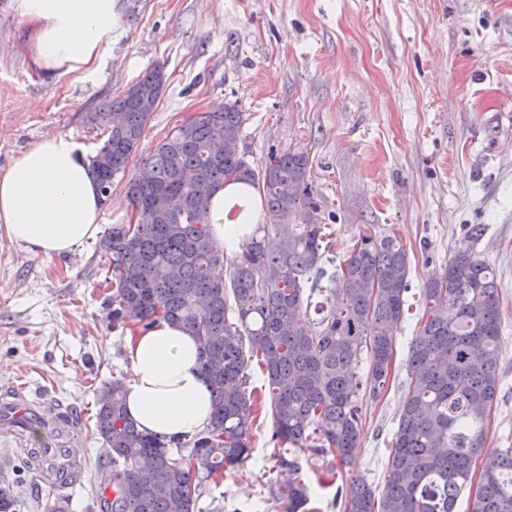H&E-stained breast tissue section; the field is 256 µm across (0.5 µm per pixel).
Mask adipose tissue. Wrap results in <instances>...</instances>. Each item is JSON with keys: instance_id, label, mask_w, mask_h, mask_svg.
<instances>
[{"instance_id": "obj_1", "label": "adipose tissue", "mask_w": 512, "mask_h": 512, "mask_svg": "<svg viewBox=\"0 0 512 512\" xmlns=\"http://www.w3.org/2000/svg\"><path fill=\"white\" fill-rule=\"evenodd\" d=\"M33 24L30 51L49 74H81L98 60L112 29L117 0H13ZM70 138L41 139L14 165L0 170V230L28 252L60 256L99 230L101 191ZM258 216L254 188L230 183L202 214L214 240L236 254L249 242ZM132 378L127 413L138 429L170 442L203 431L211 421L210 388L198 345L186 329L160 322L127 343Z\"/></svg>"}]
</instances>
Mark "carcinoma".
Instances as JSON below:
<instances>
[{"label":"carcinoma","instance_id":"obj_1","mask_svg":"<svg viewBox=\"0 0 512 512\" xmlns=\"http://www.w3.org/2000/svg\"><path fill=\"white\" fill-rule=\"evenodd\" d=\"M167 80L165 66L156 64L87 114V124L106 134L88 156L100 191L126 170ZM243 121L238 103H228L166 136L125 185L136 223L112 225L100 242L112 268V325L147 329L166 319L188 330L199 343L212 406L209 427L169 444L137 429L122 380L106 384L94 431L112 466L104 480L112 499L100 498V509L195 512L202 483L237 471L252 455L248 367L256 359L270 401L275 467L288 473L275 490L285 512H306L310 503L295 453L302 448L340 465L329 468L327 486H336L333 502L341 512H455L475 476L468 512H512V448L486 460L480 473L473 469L499 388L502 319L492 270L466 247L424 283L407 392L384 486L375 493L343 467L360 447V392L376 400L389 386L409 287L407 252L392 239L360 236L330 276L332 308L309 321L305 285L321 269L327 237L315 215L309 156L299 148L271 150L252 166L241 149ZM184 170L196 171V180L184 182ZM230 181L263 195L266 223L233 258L225 279L218 271L226 255L200 213ZM161 193L179 206L153 211ZM300 208L307 218L294 232L284 221Z\"/></svg>","mask_w":512,"mask_h":512}]
</instances>
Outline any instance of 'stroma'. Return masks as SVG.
<instances>
[{"mask_svg": "<svg viewBox=\"0 0 512 512\" xmlns=\"http://www.w3.org/2000/svg\"><path fill=\"white\" fill-rule=\"evenodd\" d=\"M103 57L84 74L45 75L26 48L30 25L0 0V169L41 138L64 135L94 152L104 141L86 115L155 64L169 80L136 153L138 166L169 131L229 102L246 119L251 163L297 147L329 250L309 298L331 306L329 276L359 235L391 237L409 259L408 311L397 332L391 383L365 401L350 469L382 489L389 444L419 333L423 284L470 247L496 276L502 309L500 392L481 458L512 447V0H119ZM112 272L92 238L36 257L0 234V400L25 386L43 414L69 412L81 483L49 489L19 451L40 435L0 433V484L16 512H91L106 457L94 433L104 383L130 380L131 329L112 325ZM252 457L207 482L200 512H284L262 476L272 468L270 403L258 364Z\"/></svg>", "mask_w": 512, "mask_h": 512, "instance_id": "1", "label": "stroma"}]
</instances>
